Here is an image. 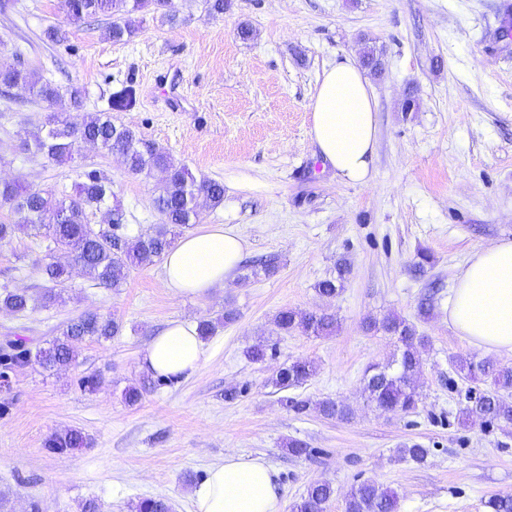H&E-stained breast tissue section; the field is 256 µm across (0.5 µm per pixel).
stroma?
<instances>
[{
	"label": "stroma",
	"mask_w": 512,
	"mask_h": 512,
	"mask_svg": "<svg viewBox=\"0 0 512 512\" xmlns=\"http://www.w3.org/2000/svg\"><path fill=\"white\" fill-rule=\"evenodd\" d=\"M505 0H232L224 14L203 0H171L174 22L143 11L137 34L113 41L106 17L72 22L60 0H0V53L42 80L84 93L83 109L104 112L155 142L196 176L222 182L224 202L201 210L200 228L221 224L248 242L245 259L274 256L273 275L238 278L203 298L174 293L161 264L132 269L123 287L97 285L74 270L62 304L23 315L0 309V341L38 347L69 319L92 310L122 330L107 341L76 343L75 364L16 371L0 390V495L8 512H132L139 500L166 499L171 512H193L191 493L225 456L263 458L280 485L277 512L311 483L337 489L326 512H345L351 487L373 481L398 495L397 512H487L494 495H512V430L476 420L461 424L472 387L455 357L512 353L469 344L448 322V300L468 257L512 240V36ZM249 25L250 39L237 35ZM382 48L383 73L372 80L378 139L368 183H346L315 152L310 104L325 68L359 58L362 38ZM174 77L191 105L170 107L156 72ZM415 94L416 107L402 106ZM15 87L0 93V179L29 190L75 193L87 171H103L121 203L130 235L163 217L153 204L157 177L131 173L121 158L84 145L71 162L25 150L48 113ZM428 252L424 271L415 265ZM46 255L27 234L0 247V287L39 291ZM350 273L335 297L317 282L339 261ZM432 295L424 319L419 302ZM237 317L225 322L224 312ZM336 315L335 335L276 332L283 309ZM396 314L414 324L421 351V400L414 411L386 412L366 400L367 367L387 359L394 342L365 331L367 319ZM175 320L217 322L207 358L177 381H149L142 350ZM263 345L267 360L245 351ZM315 363V375L291 390L313 402L348 405V420L285 408L269 382L279 367ZM97 374L94 391L82 376ZM142 397L127 404L125 387ZM238 397L226 401L224 392ZM80 429L86 447L47 451L54 431ZM299 439L309 455H291ZM418 442L423 463L397 450Z\"/></svg>",
	"instance_id": "obj_1"
}]
</instances>
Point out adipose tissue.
<instances>
[{
    "instance_id": "adipose-tissue-1",
    "label": "adipose tissue",
    "mask_w": 512,
    "mask_h": 512,
    "mask_svg": "<svg viewBox=\"0 0 512 512\" xmlns=\"http://www.w3.org/2000/svg\"><path fill=\"white\" fill-rule=\"evenodd\" d=\"M377 102L364 69L344 58L324 69L311 103V138L345 182L371 178ZM246 239L218 225L179 239L163 256L165 282L177 294L203 297L232 279ZM448 321L468 343L512 352V241L475 251L459 274ZM206 349L195 324L170 322L142 353L143 371L173 380L195 371ZM194 512H275L278 486L260 457L225 456L192 490Z\"/></svg>"
}]
</instances>
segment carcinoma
<instances>
[{"mask_svg":"<svg viewBox=\"0 0 512 512\" xmlns=\"http://www.w3.org/2000/svg\"><path fill=\"white\" fill-rule=\"evenodd\" d=\"M168 0H63L62 9L67 15L80 21L86 17L107 16L112 18L109 30L113 40L120 42L132 38L137 27L131 16L145 8L158 12ZM21 86L34 99L54 105L63 98L72 107L82 102V90L69 87L66 90L42 81L34 72L16 64L0 65V88ZM89 142L98 148L123 159L126 168L135 174H161L154 204L165 217L164 223L153 232L129 237L112 230L120 227L124 214L118 207L109 208L112 197V181L98 170L85 173L73 195H58L53 191H27L14 181L0 180V205L8 207L16 217L11 224H0V245L8 244L19 232L49 241L53 250L67 253L75 263L98 285L105 288L122 287L130 270L146 267L160 260L173 245L169 226L187 228L199 223L201 208H216L224 202V184L198 178L183 165L144 139L131 127L117 123L107 113H85L75 121L69 112H52L47 116L45 134L35 136L34 148L58 163L73 158L77 141ZM107 209L109 225L105 230H94L88 222V212ZM43 277L52 286L38 295L25 290L3 288L0 292V308L16 314L37 308H46L63 301L67 268L57 262L40 266ZM348 264H337V277L319 281L315 285L321 296L333 297L342 287ZM281 333L300 332L305 336H330L336 332V319L327 314L299 313L290 309L278 312L273 320ZM366 329L396 337L397 353L386 365L372 364L366 370L364 392L370 402L379 407L404 412L413 411L420 401L415 376L421 371L420 348L425 344L416 327L399 316L381 320L369 319ZM121 324L110 316L84 313L66 322L59 336L50 346L39 350L36 361L45 371H58L70 367L75 361L73 344L76 341L107 340L119 334ZM31 361L30 350L16 340L0 346V378L25 367ZM454 367L463 378L475 383L490 385L488 390L476 389L469 397V404L461 411L464 421L479 417L486 422L500 425L512 424V365L502 364L486 357L480 360L458 357ZM316 367L310 361H295L279 368L270 379L271 384L286 391L304 384L314 375ZM314 409L327 418L347 419L351 409L331 399L318 401ZM87 439L82 431L68 428L52 434L45 448L53 454H66L82 448ZM400 458L416 463L423 462L428 449L419 443L406 444L398 450ZM335 496V488L328 482L311 484L300 500L291 506V512H324ZM346 512H396L397 496L394 491L372 482H363L351 488L345 500ZM135 512H170V506L161 498H145L134 506Z\"/></svg>","mask_w":512,"mask_h":512,"instance_id":"obj_1","label":"carcinoma"}]
</instances>
